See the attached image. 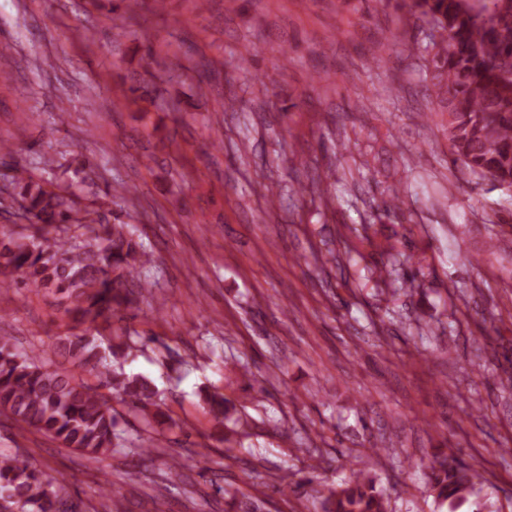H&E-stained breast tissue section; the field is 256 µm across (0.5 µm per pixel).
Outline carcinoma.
Segmentation results:
<instances>
[{
    "label": "carcinoma",
    "instance_id": "carcinoma-1",
    "mask_svg": "<svg viewBox=\"0 0 512 512\" xmlns=\"http://www.w3.org/2000/svg\"><path fill=\"white\" fill-rule=\"evenodd\" d=\"M407 13L446 37L427 42L422 67L428 91L448 112L453 164L470 176L505 186L512 182V0H409ZM4 191L20 199L33 232L0 238V288L24 285L51 295L71 323L58 347L97 380L87 384L49 369L33 352L0 336V414L19 429L36 430L80 452L89 464L112 453L116 417L100 389L125 402L145 425L160 408L158 390L139 374L112 368L128 343L102 346V332L133 305L149 282L140 269L151 255L126 224H112L93 205L78 206L60 184L37 180L18 167ZM204 409L222 424L232 400L206 393ZM435 501L456 512L482 495L485 479L450 453L428 466ZM230 512H261L251 495L229 496ZM0 512H79L57 480L33 467L27 454L0 453ZM319 512H390V501L367 467L329 490Z\"/></svg>",
    "mask_w": 512,
    "mask_h": 512
}]
</instances>
